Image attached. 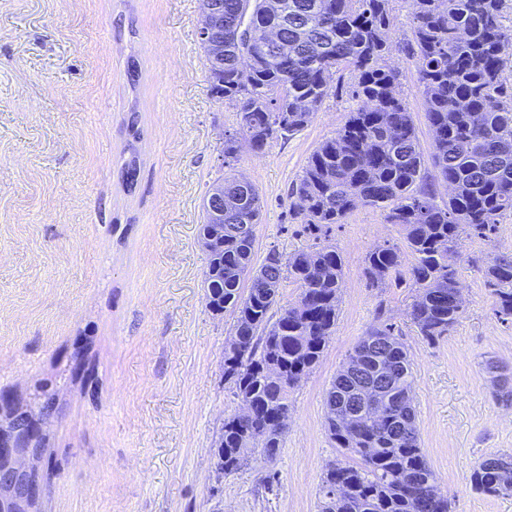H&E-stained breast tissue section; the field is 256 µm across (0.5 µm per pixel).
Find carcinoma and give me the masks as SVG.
I'll list each match as a JSON object with an SVG mask.
<instances>
[{
  "mask_svg": "<svg viewBox=\"0 0 512 512\" xmlns=\"http://www.w3.org/2000/svg\"><path fill=\"white\" fill-rule=\"evenodd\" d=\"M224 24L219 50L201 42L210 91L239 108L237 129L224 132V166L237 160L238 137L260 153L273 140L303 131L330 97L336 73L355 74L352 95L362 106L308 158L288 197L289 213L313 249L283 258L269 251L256 263V226L263 200L250 182L224 174V219L203 211L200 235L213 238L207 267L216 272L210 311L234 314L224 345V380L251 406L247 416L224 418L215 454L230 475L256 449L274 459L289 413V393L323 357L341 302L343 261L320 241L360 205L380 207L402 238L371 249L365 258L369 284L383 288L404 278L417 289L408 312L418 335L433 341L464 313L453 290L463 242L491 241L503 217L512 214V85L503 71L512 30L502 24L504 0H411L412 40L425 118L432 132L431 167L413 115L399 91L398 73L386 65L394 51L391 0H220ZM288 16L290 51L264 49V30ZM250 59L247 69L240 66ZM451 183L448 201L435 200L433 183ZM413 263L402 275V261ZM501 320H512V252H498L479 266ZM299 288L295 305L281 310L283 280ZM375 336L387 339L377 349ZM363 370L347 366L326 392L325 426L343 459L332 462L319 489L320 512H450L448 498L420 448L412 399L414 376L408 348L396 327L378 312L377 324L355 345ZM275 361L278 373L267 371ZM391 378L379 400L363 398L366 383ZM383 414L369 417L371 407ZM17 451L32 444L25 430L0 431ZM486 495L512 493V456L492 455L470 474ZM338 487L330 496L332 487ZM38 502L0 492V512H37Z\"/></svg>",
  "mask_w": 512,
  "mask_h": 512,
  "instance_id": "cac0c4a2",
  "label": "carcinoma"
}]
</instances>
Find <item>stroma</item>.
<instances>
[{"mask_svg":"<svg viewBox=\"0 0 512 512\" xmlns=\"http://www.w3.org/2000/svg\"><path fill=\"white\" fill-rule=\"evenodd\" d=\"M200 7L0 0V405L46 419L54 471L40 512H319L321 479L338 455L325 393L382 311L408 348L421 448L451 512H512V494L484 495L469 481L486 457L512 455V404L495 400L485 369L494 361L512 372V322L494 315L470 264L512 252V215L495 244L464 243V313L432 343L408 317L415 289L372 288L365 275L367 253L400 240V227L369 206L333 225L342 301L322 359L289 395L282 448L216 476V433L239 408L224 381L234 316L205 304L198 235L237 116L209 91ZM390 7L387 64L427 152L410 2ZM353 81L334 78L335 95L295 137L259 154L240 148L233 172L264 201L257 258L309 247L288 215L289 189L359 107Z\"/></svg>","mask_w":512,"mask_h":512,"instance_id":"35a3bbf8","label":"stroma"}]
</instances>
